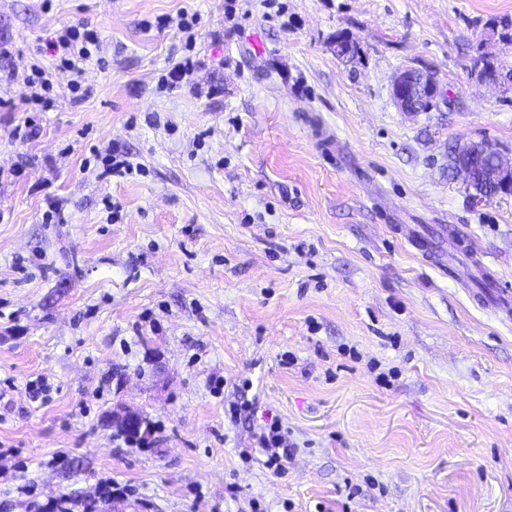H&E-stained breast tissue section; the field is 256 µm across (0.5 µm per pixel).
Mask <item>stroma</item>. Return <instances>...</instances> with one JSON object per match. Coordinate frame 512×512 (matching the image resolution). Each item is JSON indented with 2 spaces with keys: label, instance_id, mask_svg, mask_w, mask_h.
<instances>
[{
  "label": "stroma",
  "instance_id": "35a3bbf8",
  "mask_svg": "<svg viewBox=\"0 0 512 512\" xmlns=\"http://www.w3.org/2000/svg\"><path fill=\"white\" fill-rule=\"evenodd\" d=\"M78 21L102 39L84 97L30 111L29 60ZM485 54L512 64V0H0V512L106 483L129 512H512V325L440 269L453 235L512 281V195L448 173L452 141L512 156ZM407 68L449 105L400 111ZM272 417L297 445L280 477L240 456Z\"/></svg>",
  "mask_w": 512,
  "mask_h": 512
}]
</instances>
